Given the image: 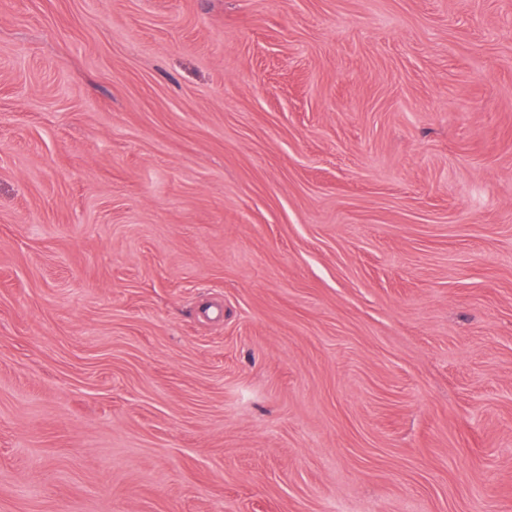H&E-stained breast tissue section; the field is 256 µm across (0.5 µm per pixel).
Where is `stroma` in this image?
<instances>
[{
    "mask_svg": "<svg viewBox=\"0 0 512 512\" xmlns=\"http://www.w3.org/2000/svg\"><path fill=\"white\" fill-rule=\"evenodd\" d=\"M0 512H512V0H0Z\"/></svg>",
    "mask_w": 512,
    "mask_h": 512,
    "instance_id": "1",
    "label": "stroma"
}]
</instances>
